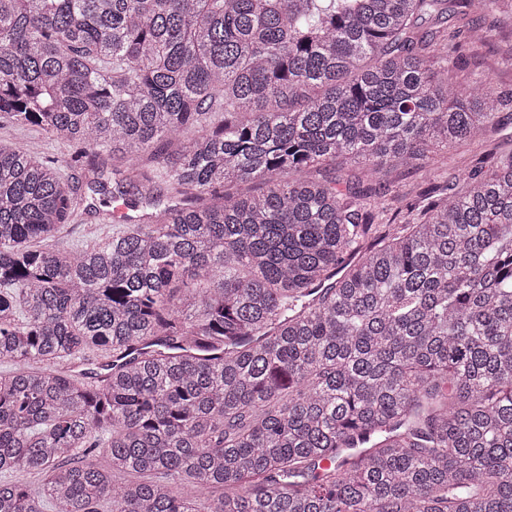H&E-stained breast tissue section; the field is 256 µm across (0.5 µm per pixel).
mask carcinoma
<instances>
[{
  "label": "carcinoma",
  "instance_id": "carcinoma-1",
  "mask_svg": "<svg viewBox=\"0 0 512 512\" xmlns=\"http://www.w3.org/2000/svg\"><path fill=\"white\" fill-rule=\"evenodd\" d=\"M454 2L0 0L73 148L0 146V512H512V151L384 180L512 108L451 69L512 0ZM421 172L410 170H397L388 176L390 188L401 195L415 194L424 186ZM93 217L83 215L79 223L71 224L60 236L59 242L64 246L76 244L78 241L89 238L94 233H102L103 230L95 226Z\"/></svg>",
  "mask_w": 512,
  "mask_h": 512
}]
</instances>
